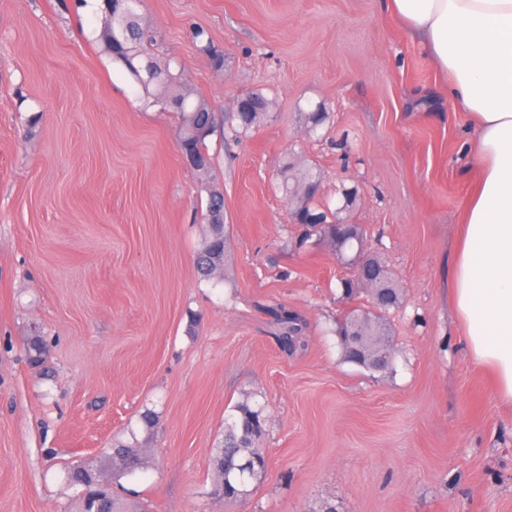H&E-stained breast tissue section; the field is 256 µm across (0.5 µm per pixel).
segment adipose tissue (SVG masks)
<instances>
[{"instance_id": "obj_1", "label": "adipose tissue", "mask_w": 512, "mask_h": 512, "mask_svg": "<svg viewBox=\"0 0 512 512\" xmlns=\"http://www.w3.org/2000/svg\"><path fill=\"white\" fill-rule=\"evenodd\" d=\"M470 118L480 175L464 210L452 304L471 362L512 405V0H390Z\"/></svg>"}]
</instances>
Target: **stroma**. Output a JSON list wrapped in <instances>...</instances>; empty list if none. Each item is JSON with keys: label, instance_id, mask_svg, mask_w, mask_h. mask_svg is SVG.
I'll use <instances>...</instances> for the list:
<instances>
[{"label": "stroma", "instance_id": "obj_1", "mask_svg": "<svg viewBox=\"0 0 512 512\" xmlns=\"http://www.w3.org/2000/svg\"><path fill=\"white\" fill-rule=\"evenodd\" d=\"M161 63L216 110L262 92L253 137L184 163L178 113L148 105L83 0H0V512H77L71 472L100 467L142 512H512V408L464 348L451 301L478 178L448 78L386 0H144ZM223 51L215 67L194 33ZM328 117L308 135L303 113ZM314 165L357 201L370 255L397 276L393 362H346L348 268L278 189ZM224 194L222 278L196 266L208 189ZM305 326L283 349L265 314ZM46 351L32 362L29 347ZM268 416L252 494L215 495L213 455L244 397ZM135 446L124 468L106 452Z\"/></svg>", "mask_w": 512, "mask_h": 512}]
</instances>
